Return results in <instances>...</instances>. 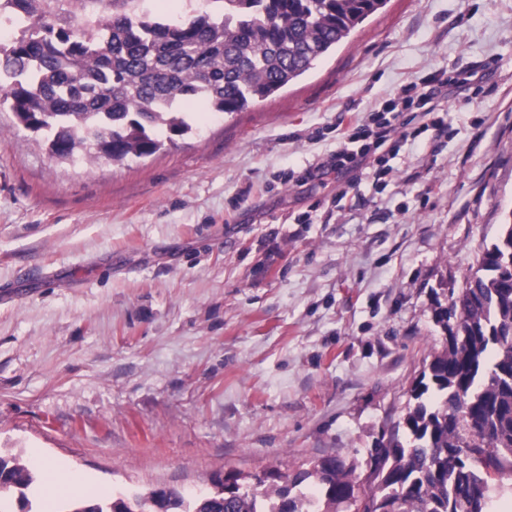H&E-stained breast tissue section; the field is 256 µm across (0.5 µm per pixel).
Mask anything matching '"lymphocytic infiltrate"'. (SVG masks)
Masks as SVG:
<instances>
[{"mask_svg": "<svg viewBox=\"0 0 512 512\" xmlns=\"http://www.w3.org/2000/svg\"><path fill=\"white\" fill-rule=\"evenodd\" d=\"M469 72L435 71L404 86L384 100L368 119L343 132L334 153L315 166L316 171L335 172L337 180L358 181L364 172L382 177L391 174V159L409 134L443 131L435 113L446 111L451 96L470 90Z\"/></svg>", "mask_w": 512, "mask_h": 512, "instance_id": "f902f5d3", "label": "lymphocytic infiltrate"}]
</instances>
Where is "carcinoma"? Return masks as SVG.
<instances>
[{"label":"carcinoma","instance_id":"1","mask_svg":"<svg viewBox=\"0 0 512 512\" xmlns=\"http://www.w3.org/2000/svg\"><path fill=\"white\" fill-rule=\"evenodd\" d=\"M4 0L3 19L28 17L0 42V105L43 133L69 159L108 140L112 160L155 153L162 139L192 130L183 104L241 112L311 69L386 0H209L178 17L154 16L140 0ZM512 219L483 249L476 270L438 312L447 336L411 390L407 443L397 433L374 449L372 488L355 496L353 468L322 456L310 468L270 480L234 471L180 512H487L493 478L512 476ZM465 333L454 334L451 319ZM314 479L323 500L308 495ZM34 476L0 457V485L25 490ZM147 496L75 502L67 512H155Z\"/></svg>","mask_w":512,"mask_h":512}]
</instances>
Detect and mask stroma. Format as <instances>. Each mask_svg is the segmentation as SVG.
<instances>
[{
	"mask_svg": "<svg viewBox=\"0 0 512 512\" xmlns=\"http://www.w3.org/2000/svg\"><path fill=\"white\" fill-rule=\"evenodd\" d=\"M477 69L387 185L306 178L425 73ZM122 162L51 157L0 108V458L111 495L336 455L368 493L439 348L437 303L512 214V0H386L274 96ZM312 212L309 224L295 223ZM48 475H50L52 478V481L49 482V484L53 486L55 490H72L85 494L102 493L107 490V488L103 486L91 488V486L86 484L78 476L54 468L49 469Z\"/></svg>",
	"mask_w": 512,
	"mask_h": 512,
	"instance_id": "1",
	"label": "stroma"
}]
</instances>
